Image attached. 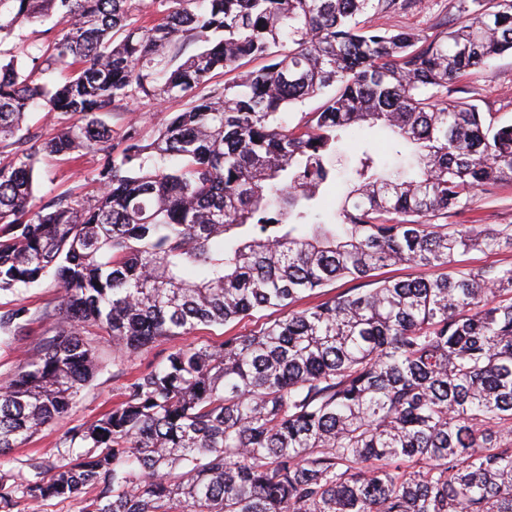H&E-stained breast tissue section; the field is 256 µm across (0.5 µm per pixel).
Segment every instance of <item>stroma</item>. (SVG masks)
<instances>
[{
  "label": "stroma",
  "mask_w": 512,
  "mask_h": 512,
  "mask_svg": "<svg viewBox=\"0 0 512 512\" xmlns=\"http://www.w3.org/2000/svg\"><path fill=\"white\" fill-rule=\"evenodd\" d=\"M458 5L459 0H397L393 8L371 11L367 19L370 25L384 30L414 29L431 36L456 24ZM453 98L478 105L480 111L492 114L498 123L512 124V54L498 57L489 66L455 84ZM181 108L178 101L132 103L113 114L110 123L119 133L127 122L132 121L138 123L144 135L149 136ZM366 148L377 153L389 165L400 161L393 142L384 134L366 129L343 138L338 145L336 180L320 205L324 219H331L347 188L351 167ZM100 160V154L90 153L76 163L51 159L41 161L35 174L36 197L49 198L63 192L83 198L91 196L94 187L89 177ZM475 220L483 224L512 225V180L499 182L491 192L478 194L471 210L448 216L452 224H469ZM56 298L57 288L49 277L17 293L0 294V315L19 306L28 308L31 313L26 330L12 343L0 344V380L17 372L27 350L37 347L48 337L50 323L43 320L41 314L54 308ZM279 316V311L264 310L223 327L202 325L188 336L158 338L138 354L124 360L113 359L112 350L99 330L91 329L87 338L93 342L98 356V369L92 381L82 390L76 405L66 416L53 421L8 456L0 458V473L18 474L24 471L27 460L32 457L53 464L68 460V452L62 444L66 432L74 426L94 421L110 408L119 397L126 374L155 366L176 348L188 344L217 345L227 336L259 329Z\"/></svg>",
  "instance_id": "35a3bbf8"
}]
</instances>
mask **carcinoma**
<instances>
[{"instance_id":"1","label":"carcinoma","mask_w":512,"mask_h":512,"mask_svg":"<svg viewBox=\"0 0 512 512\" xmlns=\"http://www.w3.org/2000/svg\"><path fill=\"white\" fill-rule=\"evenodd\" d=\"M461 2L431 37L360 20L395 0H0V42L21 20L60 23L0 61V291L48 274L60 290L51 336L0 384V458L91 382L89 324L131 356L371 284L130 374L66 434L75 458L0 475V512L87 491L81 512H512V265L373 279L512 248L505 229L432 223L512 179V124L438 96L512 53V0ZM331 86L304 125L282 123ZM170 99L183 109L150 137L105 121ZM32 110L73 122L37 146ZM377 124L414 146L418 175L364 150L336 222L311 221L342 135ZM98 151L96 196L36 200L38 153ZM29 318L0 315V331ZM353 288H361L360 290H366L371 288V285L359 284V282H351L348 280H337L329 287L324 288L321 291H316V294H312L308 297H304L298 300L297 302L291 305V309L301 310L310 306H314L316 304L326 301L327 299L335 295L347 293Z\"/></svg>"}]
</instances>
